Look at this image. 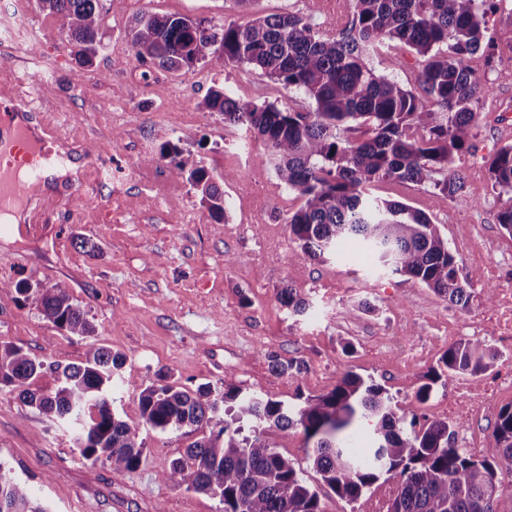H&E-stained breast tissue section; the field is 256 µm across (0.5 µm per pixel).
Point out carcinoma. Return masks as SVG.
I'll list each match as a JSON object with an SVG mask.
<instances>
[{
    "label": "carcinoma",
    "mask_w": 512,
    "mask_h": 512,
    "mask_svg": "<svg viewBox=\"0 0 512 512\" xmlns=\"http://www.w3.org/2000/svg\"><path fill=\"white\" fill-rule=\"evenodd\" d=\"M60 18L71 53L90 66L100 46L99 0H38ZM501 0H353L347 21L328 36L298 13L258 17L245 25H215L185 15L144 14L128 37L139 64L151 62L178 72L203 60L216 46L218 60L259 68L289 91L303 93L310 108L235 99L214 88L204 100L224 123L244 126L263 142L278 180L302 198L287 224L303 256L324 262L339 247L356 241L372 263L414 279L449 304L467 308L471 292L459 275L455 256L429 215L397 201L373 197V184L433 181L432 204L462 197L456 157L474 149L471 130L480 100L490 94L481 73L467 64L472 55L492 54L497 42L486 16ZM398 41L424 58L419 87L407 88L379 73L373 59ZM170 172L189 181L218 221L224 219V192L207 171L169 145ZM492 185L509 195L497 223L512 237V144L488 161ZM441 173L443 179L432 180ZM19 299L73 336H89L93 326L67 286L23 281ZM280 303L303 316L311 302L298 289L280 290ZM279 375L300 376L299 358L265 352ZM498 351L484 339L460 341L441 356L408 407L370 377L346 371L331 391L298 396L287 406L232 382L215 390H194L166 381L140 393V420L130 424L112 410V375L121 357L91 346L84 362L47 367L22 349L0 344V386L39 413L69 424L74 451L103 461L118 472L141 460L143 429L217 431L186 449L160 478L212 494L224 512H324L320 491L311 487L277 451L275 432L298 430L324 487L348 502L364 499L363 512H377L367 491L382 474L396 481L387 512H496L512 478V405L503 408L491 433L492 459H480L457 443L455 427L444 420L421 422V406L433 385L457 375L479 377ZM50 369L57 387L45 393L35 381ZM372 427L371 457L357 458L346 436L353 424ZM0 512H47L27 487L0 473Z\"/></svg>",
    "instance_id": "1"
}]
</instances>
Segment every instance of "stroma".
<instances>
[{
    "label": "stroma",
    "instance_id": "stroma-1",
    "mask_svg": "<svg viewBox=\"0 0 512 512\" xmlns=\"http://www.w3.org/2000/svg\"><path fill=\"white\" fill-rule=\"evenodd\" d=\"M20 13H0V94L25 98L52 134L53 153L71 148L64 175L50 178L52 197L31 235L0 232V343L55 365L84 361L90 345L124 355L113 404L123 420L140 418L141 391L159 374L193 388L232 382L292 405L298 393L333 389L346 370L372 377L405 406L453 341L481 338L500 357L468 378L470 397L456 380L436 384L422 407L459 436L488 440L500 411L512 405V335L494 331L486 289L512 280V237L496 221L507 195L489 178L488 160L512 144V0L488 18L498 49L469 65L484 75L472 129L474 150L456 160L463 199L432 207L428 185L375 183L372 193L428 212L471 289L467 310L416 280L371 269L358 246L326 262L303 258L286 220L301 205L297 193L261 161V141L203 109L212 87L230 96L279 107L307 106L262 70L207 57L171 73L138 65L127 37L135 17L172 13L244 24L281 13L311 17L336 32V0H100L102 49L92 66L70 53L68 36L37 0ZM382 73L419 84L423 60L401 45L374 58ZM208 170L224 192L227 213L215 221L187 180L172 178L164 146ZM90 147L102 174L97 192L68 176ZM95 243L96 252L79 242ZM235 264H225L226 256ZM65 284L95 331L72 336L30 304L18 302L20 281ZM313 303L310 317L288 313L277 298L285 286ZM304 358L294 379L275 374L264 354ZM209 428L141 433L139 467L117 473L103 462L79 460L71 433L0 388V470L26 484L48 512H222L219 498L164 483L160 474Z\"/></svg>",
    "mask_w": 512,
    "mask_h": 512
}]
</instances>
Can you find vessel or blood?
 <instances>
[{"instance_id":"1","label":"vessel or blood","mask_w":512,"mask_h":512,"mask_svg":"<svg viewBox=\"0 0 512 512\" xmlns=\"http://www.w3.org/2000/svg\"><path fill=\"white\" fill-rule=\"evenodd\" d=\"M45 133L25 102L0 97V215L13 218L21 234L33 230L49 199L43 193L42 174L35 169L22 172L15 153L22 146L36 151Z\"/></svg>"}]
</instances>
